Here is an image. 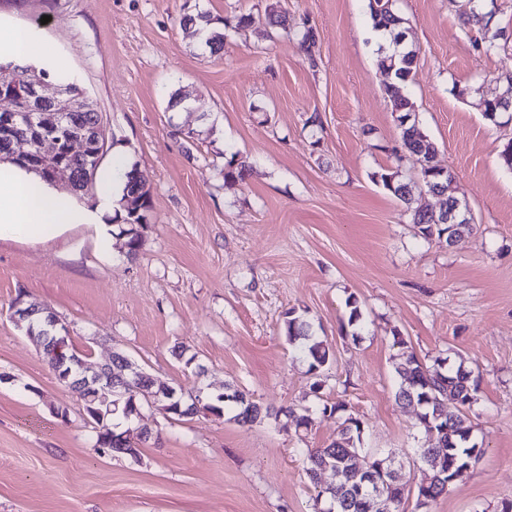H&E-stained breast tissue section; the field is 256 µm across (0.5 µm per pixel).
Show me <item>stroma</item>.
Segmentation results:
<instances>
[{
	"label": "stroma",
	"instance_id": "35a3bbf8",
	"mask_svg": "<svg viewBox=\"0 0 512 512\" xmlns=\"http://www.w3.org/2000/svg\"><path fill=\"white\" fill-rule=\"evenodd\" d=\"M461 3L396 2L418 51L419 127L474 217L451 246L417 236L374 179L420 164L400 146L368 0H0V18L38 29L95 102L108 137L98 172L124 153L151 194L132 258L87 225L0 240V512H315L303 451L326 447L345 418L400 463L421 445L416 407L395 399L394 366L410 352L481 377L470 416L484 452L430 512H512V171L499 161L512 124L485 120L469 96L493 93L486 73L512 70V43L488 56L475 45L486 27L512 28V0L489 21L463 19ZM197 12L218 29L249 22L213 55L181 22ZM272 12L289 31H269ZM308 25L311 57L292 38ZM176 92L187 101L172 109ZM235 153L250 169L231 182ZM21 293L94 363L119 352L173 387H231L275 411L311 410L312 423L178 420L147 405L130 426L137 456L99 452L81 393L10 317ZM291 311L329 349L318 374L288 339ZM180 344L192 363L173 355Z\"/></svg>",
	"mask_w": 512,
	"mask_h": 512
}]
</instances>
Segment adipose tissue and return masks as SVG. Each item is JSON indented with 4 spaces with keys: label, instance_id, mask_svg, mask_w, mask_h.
Listing matches in <instances>:
<instances>
[{
    "label": "adipose tissue",
    "instance_id": "adipose-tissue-1",
    "mask_svg": "<svg viewBox=\"0 0 512 512\" xmlns=\"http://www.w3.org/2000/svg\"><path fill=\"white\" fill-rule=\"evenodd\" d=\"M0 56L48 60L58 69L65 66L37 30L1 21ZM86 218L74 201L51 190L34 175L0 164V239L41 242L82 224Z\"/></svg>",
    "mask_w": 512,
    "mask_h": 512
}]
</instances>
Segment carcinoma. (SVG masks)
Instances as JSON below:
<instances>
[{"mask_svg":"<svg viewBox=\"0 0 512 512\" xmlns=\"http://www.w3.org/2000/svg\"><path fill=\"white\" fill-rule=\"evenodd\" d=\"M368 9L373 28L390 34V47L381 49V66L392 70V82L385 85V92L390 99L393 111L405 116L413 112V103L407 94L408 84L412 81L416 69L415 57L418 53L409 48L406 54L396 53L397 40L403 36L404 18L394 7L393 0H368ZM247 24V18L241 16L237 20L224 19V31L209 29L206 44L211 52L216 53L223 48L224 40L231 34L238 32ZM512 39L506 35V29L498 28L492 34H484L477 49L486 55L495 54L501 49V43ZM317 43V32L307 27L299 33L298 44L308 58H313V49ZM17 76L16 88H23L29 81L38 77H48V72L38 69L31 64L9 62ZM23 136L32 141V161L29 164L21 163L19 167L27 171L42 174L50 165L41 156L38 148V136L26 128H20L8 135L0 133V162L10 160L12 138ZM403 147L411 153L426 149L422 155L423 161H428V153H436L432 142L422 144L424 134L420 131L417 120L399 132ZM59 162L65 167L70 176L74 178V188L79 190L77 199L90 194L93 188L95 169L88 160L81 155L62 153ZM246 161L238 159V154L227 162L224 177L227 180L240 179L248 170ZM384 189L406 205L411 221L417 227L418 235L424 239H442L456 236L461 240L473 231L471 224H436L432 222L430 212L432 206L426 202L429 193L423 187H418L413 193L409 183L400 178L399 172L382 173L379 175ZM122 201L128 203L142 202L144 215L134 218L129 210L115 217V221L123 225L120 232L127 233L129 252L139 250L142 242V231L147 223L140 219H148L151 208L150 189L148 180L140 168L133 165L124 173V187ZM288 340L299 343L300 349L310 358L309 371L317 373L321 367L329 362L328 350L323 342L313 336L309 326L298 317L287 320ZM444 360L437 359V367H427L421 364L414 355H409L395 365V373L399 379L396 399L405 402L411 398L419 408L417 414L419 425L425 434L436 435L433 442L427 446L416 449L415 465L421 470L424 467L423 455L429 452L443 459L438 469H429L430 481L427 486L415 485L416 496L428 495L430 501H436L444 495L448 488L476 462L483 452V448L473 438L474 425L470 418L471 408L476 401L475 394L480 386V377L459 366L455 369L443 366ZM241 392L235 390L227 395L216 397L207 396L204 399L206 409L221 417L231 414V419L241 425H250L252 421L243 411V404L238 396ZM458 402L461 409L456 413L448 412V400ZM115 416H108L104 422L93 421L92 429L95 432V447L111 448L112 452L134 456L137 451L130 444L129 439L121 438L116 432ZM362 423L360 420L348 417L344 420L339 436L324 448H311L305 454L306 473L311 482H316L317 474L328 470L336 475L335 482L330 483L318 491L317 499L326 503L335 504V512H380L378 505L388 501L390 496H397L409 488V480L403 472H385V481L372 488L373 496L358 494L355 489V473L363 465L379 466L385 457L362 448Z\"/></svg>","mask_w":512,"mask_h":512,"instance_id":"obj_1","label":"carcinoma"}]
</instances>
